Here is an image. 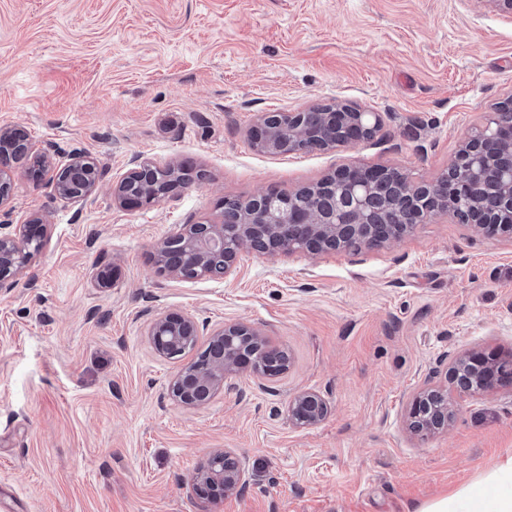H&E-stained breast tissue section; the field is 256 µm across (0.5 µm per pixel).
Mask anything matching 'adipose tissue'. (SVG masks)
Here are the masks:
<instances>
[{
  "label": "adipose tissue",
  "instance_id": "obj_1",
  "mask_svg": "<svg viewBox=\"0 0 512 512\" xmlns=\"http://www.w3.org/2000/svg\"><path fill=\"white\" fill-rule=\"evenodd\" d=\"M416 512H512V459L481 481L423 504Z\"/></svg>",
  "mask_w": 512,
  "mask_h": 512
}]
</instances>
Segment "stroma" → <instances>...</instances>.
Here are the masks:
<instances>
[{"mask_svg":"<svg viewBox=\"0 0 512 512\" xmlns=\"http://www.w3.org/2000/svg\"><path fill=\"white\" fill-rule=\"evenodd\" d=\"M511 95L512 18L483 0H0V131L104 172L83 205L15 173L14 222L40 213L51 237L0 292V512H416L511 458V388L455 397L434 436L412 434L407 410L465 353L512 356V237L436 213L356 255L246 252L222 280L152 259L225 197L344 167L435 180ZM337 100L381 113L380 130L336 150L254 147L264 113ZM136 157L203 178L128 210L112 184ZM169 312L195 318L197 351L246 322L289 367L183 405L169 394L183 359L147 335ZM301 391L325 400L320 424L289 422ZM224 449L245 488L209 500L193 480Z\"/></svg>","mask_w":512,"mask_h":512,"instance_id":"35a3bbf8","label":"stroma"}]
</instances>
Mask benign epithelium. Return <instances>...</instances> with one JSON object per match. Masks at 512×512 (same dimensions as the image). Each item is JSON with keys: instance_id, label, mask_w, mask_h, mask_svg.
<instances>
[{"instance_id": "obj_1", "label": "benign epithelium", "mask_w": 512, "mask_h": 512, "mask_svg": "<svg viewBox=\"0 0 512 512\" xmlns=\"http://www.w3.org/2000/svg\"><path fill=\"white\" fill-rule=\"evenodd\" d=\"M324 113L321 123L311 125L300 112H269L256 131V146L277 155L276 139L288 135L297 149H333L351 146L371 137L381 126L377 112L336 102ZM33 153L27 131L15 127L0 132V290L14 287L29 260L41 252L49 239V225L39 214L23 224L11 219L7 208L13 197L14 166ZM36 181L52 189L60 200L85 204L97 193L102 169L93 177L84 170L93 160L73 155L63 165L40 152ZM155 168L149 161L135 159L126 175L113 187L120 203L140 207L171 199L175 191L135 196L127 186L144 179ZM387 168H344L332 175L333 183L346 194L319 210L303 204L293 194L261 192L245 204L224 200L217 220L207 224H181L155 249L156 262L175 278H227L237 267L240 253L248 249L270 257L296 251L316 255L336 251L383 248L407 236L435 211L448 210L461 224H471L487 234L512 235V96L491 112L483 124L463 143L433 183H415L402 175L406 219L401 224L382 220V194ZM150 342L161 356L174 358L191 352L198 341L195 319L188 314L158 315L150 324ZM263 343V336L245 322L227 323L210 336L211 359L195 357L186 363L170 384L172 397L188 406L199 405L220 388L224 380L247 372L256 378L273 379L283 374L289 362L266 357L244 348L242 342ZM512 368V359L473 352L457 360L449 372V386L425 387L412 399L410 427L422 437L448 430L452 405L448 390L458 394L480 391L478 384L512 387V377L503 375L501 365ZM327 414L323 398L311 391L294 395L288 403V419L300 428L319 424ZM196 484L214 498L240 493L243 463L229 450L214 452L197 473Z\"/></svg>"}]
</instances>
